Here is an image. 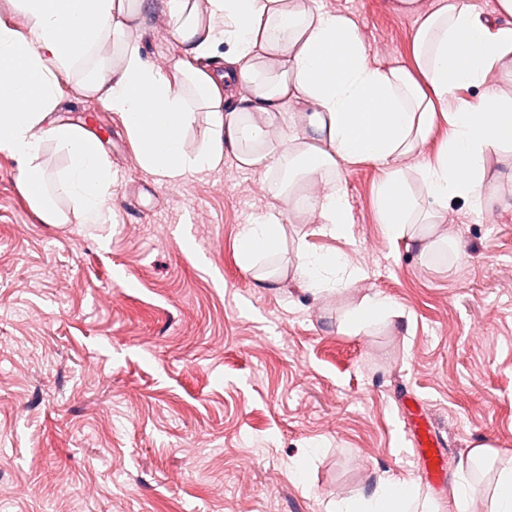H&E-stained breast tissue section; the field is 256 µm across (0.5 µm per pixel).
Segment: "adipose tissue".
Segmentation results:
<instances>
[{"label": "adipose tissue", "instance_id": "ef3b65f1", "mask_svg": "<svg viewBox=\"0 0 512 512\" xmlns=\"http://www.w3.org/2000/svg\"><path fill=\"white\" fill-rule=\"evenodd\" d=\"M146 0H17L25 29L0 19V153L20 164L30 205L44 223L67 214L49 189L67 197L85 224L106 221L112 163L96 137L80 126L44 120L58 105L60 76L102 37L113 40L111 64H98L82 82L85 95L119 112L141 167L172 183L218 166L232 154L240 167L283 173L288 207L245 225L237 253L243 269L279 251L288 217H317L322 233L344 237L349 205L340 184L348 165L371 161L384 177L376 188L379 224L396 241L411 237L422 257L443 250L434 226L459 200L471 211L512 208V0H495L491 15L471 0H390L394 12L414 16L408 59L373 60L355 22L314 0H166L167 21L181 46L171 70L154 67L129 36ZM225 44L223 65L202 61ZM477 94L462 98L458 89ZM206 113L207 137L194 151L185 135ZM448 138L438 154L423 150L439 123ZM66 156V169L48 183L42 145ZM415 160L422 186L415 193L404 160ZM347 263L340 254L298 253L293 275L320 293L338 285ZM389 297L365 298L344 328L359 334L393 314ZM334 512H433L416 487L393 482L371 498L337 502Z\"/></svg>", "mask_w": 512, "mask_h": 512}]
</instances>
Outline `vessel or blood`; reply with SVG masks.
Returning a JSON list of instances; mask_svg holds the SVG:
<instances>
[{"label":"vessel or blood","instance_id":"vessel-or-blood-1","mask_svg":"<svg viewBox=\"0 0 512 512\" xmlns=\"http://www.w3.org/2000/svg\"><path fill=\"white\" fill-rule=\"evenodd\" d=\"M414 418L411 441L423 464L422 475L426 483L439 487L444 483L447 443L431 422L423 402L412 396L401 401Z\"/></svg>","mask_w":512,"mask_h":512}]
</instances>
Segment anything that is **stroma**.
Returning <instances> with one entry per match:
<instances>
[{
    "label": "stroma",
    "instance_id": "35a3bbf8",
    "mask_svg": "<svg viewBox=\"0 0 512 512\" xmlns=\"http://www.w3.org/2000/svg\"><path fill=\"white\" fill-rule=\"evenodd\" d=\"M317 3L351 14L373 57H410L415 19L388 0ZM164 11L148 0L134 32L160 65L176 54ZM82 73L62 78L49 120L94 111L107 128V223H43L0 154V512H327L390 480L455 512L478 442L496 450L473 489L490 500L512 466V209L452 203L459 247L425 264L378 222L383 170L356 163L342 174L348 235L284 224L280 251L248 272L237 240L274 203L277 173L228 156L158 182L120 113L80 93ZM302 247L364 274L313 294L291 275ZM375 293L398 315L347 333ZM402 391L454 449L442 490L422 480Z\"/></svg>",
    "mask_w": 512,
    "mask_h": 512
}]
</instances>
